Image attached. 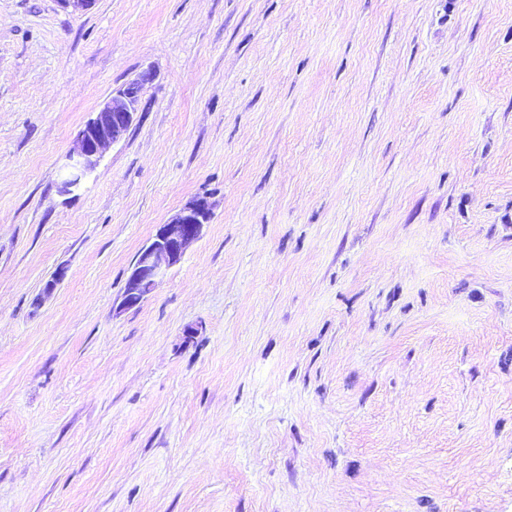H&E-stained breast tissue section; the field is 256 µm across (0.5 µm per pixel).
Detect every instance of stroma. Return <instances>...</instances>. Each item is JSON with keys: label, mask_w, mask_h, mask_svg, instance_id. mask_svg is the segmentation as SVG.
Returning a JSON list of instances; mask_svg holds the SVG:
<instances>
[{"label": "stroma", "mask_w": 512, "mask_h": 512, "mask_svg": "<svg viewBox=\"0 0 512 512\" xmlns=\"http://www.w3.org/2000/svg\"><path fill=\"white\" fill-rule=\"evenodd\" d=\"M0 512H512V0H0ZM154 77L150 68L141 71L113 90L94 117L87 121L61 168L62 191L78 189L94 173L105 151L125 136L136 120L141 92ZM213 216L206 195H196L177 210L138 252L124 288L120 308L139 305L177 265L186 250L197 241Z\"/></svg>", "instance_id": "35a3bbf8"}]
</instances>
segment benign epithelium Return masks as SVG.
<instances>
[{
  "instance_id": "benign-epithelium-1",
  "label": "benign epithelium",
  "mask_w": 512,
  "mask_h": 512,
  "mask_svg": "<svg viewBox=\"0 0 512 512\" xmlns=\"http://www.w3.org/2000/svg\"><path fill=\"white\" fill-rule=\"evenodd\" d=\"M148 68L112 91L99 110L77 135L74 146L61 168L60 188H79L96 170L105 151L119 142L136 120L141 92L154 80ZM213 216L206 195H196L177 210L167 222L157 225L155 234L138 252L124 288L120 308L139 305L177 265L186 250L197 241Z\"/></svg>"
}]
</instances>
